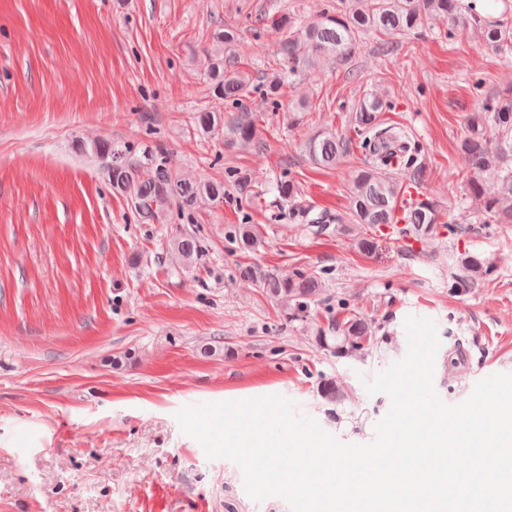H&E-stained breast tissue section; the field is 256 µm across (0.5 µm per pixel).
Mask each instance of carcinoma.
<instances>
[{
  "label": "carcinoma",
  "instance_id": "cac0c4a2",
  "mask_svg": "<svg viewBox=\"0 0 512 512\" xmlns=\"http://www.w3.org/2000/svg\"><path fill=\"white\" fill-rule=\"evenodd\" d=\"M427 17L448 23V36L469 27L471 6L463 0H336L311 22H302L288 16H270L273 25L289 30L277 49L270 72L256 82L246 71L235 65L232 54L239 33L220 25L216 39L224 44L225 56L211 62L208 71V90L211 97L231 105L236 112H220L204 107L193 113V124L203 135H219L224 145L241 150L263 146L260 129L256 125L248 101L254 93L262 101L277 106L284 87L304 72L320 63L341 66L348 63L360 35L375 31L384 34H407L419 29ZM481 36L495 52L512 55V24L506 20L487 21L480 26ZM386 101L376 95L364 97L352 117L354 128L361 138V148L368 161L356 171L349 194L350 218L355 224L369 228L395 224L394 211L403 183L388 172L393 163L404 166L408 183L420 187L425 171L414 161L407 131L398 126H383L381 112ZM493 128L499 135L496 154L485 149V133ZM471 169L464 180L466 195L475 203L477 213L499 224L512 223V94L485 99L478 111L467 120V133L457 143ZM91 153L106 169L112 192L124 197L137 222L152 224L166 208L175 205L186 223H195L201 209L222 203L227 199H242L253 195L249 174L229 170L222 181H190L174 174L167 162L166 152L157 147L134 150L100 140L90 148ZM304 151L318 166L332 168L348 152V140L332 131L322 132L304 143ZM490 176L497 183V191L487 196L482 180ZM276 202L288 205V216L302 219L324 230L331 218L322 215L308 218L309 211L296 205L295 183L280 180L276 184ZM439 204L424 198L418 205L406 210L403 217L405 234L429 235L439 223ZM230 238L243 253L254 252L263 244L256 224H235ZM173 248L186 263L193 262L200 253L195 235L183 231L173 241ZM241 273L255 281L283 307L284 317L295 318L307 309L308 303L318 300L323 293L321 277L296 272L282 275L274 269L245 265ZM328 331L339 332L330 338L318 336L320 344L336 341L339 351L357 350L369 336L367 324L357 317L331 320Z\"/></svg>",
  "mask_w": 512,
  "mask_h": 512
}]
</instances>
